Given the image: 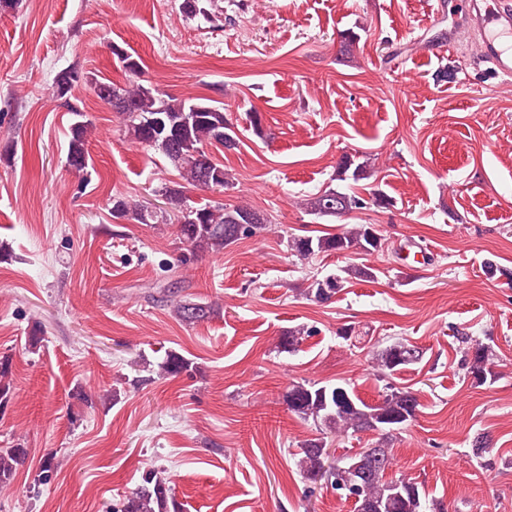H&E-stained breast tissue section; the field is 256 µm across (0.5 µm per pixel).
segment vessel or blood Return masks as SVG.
<instances>
[{
    "label": "vessel or blood",
    "instance_id": "1",
    "mask_svg": "<svg viewBox=\"0 0 512 512\" xmlns=\"http://www.w3.org/2000/svg\"><path fill=\"white\" fill-rule=\"evenodd\" d=\"M468 30L474 34L480 54L492 63L496 74L512 78V0H466Z\"/></svg>",
    "mask_w": 512,
    "mask_h": 512
}]
</instances>
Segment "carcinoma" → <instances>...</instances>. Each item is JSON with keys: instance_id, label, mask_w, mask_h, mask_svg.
<instances>
[{"instance_id": "1", "label": "carcinoma", "mask_w": 512, "mask_h": 512, "mask_svg": "<svg viewBox=\"0 0 512 512\" xmlns=\"http://www.w3.org/2000/svg\"><path fill=\"white\" fill-rule=\"evenodd\" d=\"M113 55L120 67L133 76L123 86L99 81L84 75L76 68L59 71L54 79V94L57 98L67 97L72 88L84 80L93 86L96 97L104 99L103 92L117 90L127 106H117V112L124 124L126 134L144 147L157 150L166 161L177 169L180 178L196 187L203 186L209 170H218L222 176L223 189L234 187L231 174L215 163L206 146L216 142L226 149H233L237 139L231 134L232 127L224 109L213 105H202L203 111H191L192 103L174 98L164 91L144 85L137 80L141 72L139 60L127 52L113 48ZM90 126L76 122L70 128L67 163L71 170L80 174L88 165L86 142ZM367 163H355L349 156L340 159L336 167V179L358 181L364 178ZM162 191L169 204L179 210L186 200L182 186L178 183L164 185ZM334 195L341 198L342 209L350 213L366 207V200L336 189H326L320 196ZM190 212L195 220L178 225L179 242L193 252L219 254L224 248L240 240L251 238L269 229L262 221L242 224L246 217L258 213L248 206L226 207L221 203H206L193 206ZM112 216L132 218L141 224H166L168 218L155 217L144 205L131 197L118 195L112 198ZM287 247L299 260L306 261L325 252H352L370 254L381 247V236L369 224H353L344 231L328 237H292ZM370 269L349 266L343 274H332L316 279L309 294L319 303L330 301L350 279L367 278ZM174 312L186 322L203 321L213 312L212 305L193 301L187 297L174 301ZM415 355L408 356V350ZM422 351L408 342H396L375 354L374 366L382 376L417 363ZM468 374L478 382H485L493 364L490 347L475 343L468 348ZM189 362L176 353H170L160 363L164 376L176 377L188 371ZM288 409L304 420H313L325 429L336 433L350 429L376 431L380 438L374 445V452L382 462L373 468L366 480L349 469L352 458L342 463L329 462L328 449L320 440H309L299 448L298 467L308 480L325 481L332 489L343 492V496L354 501V512H445L442 504L429 497L426 491L414 481L406 478L388 479L386 474L392 468L393 455L389 448L388 434L412 421L416 415L418 400L409 391L393 386L387 387L380 402L372 405L359 398L346 382L329 385L298 383L286 394ZM27 455L21 444L12 448H0V489L8 487L14 479L18 466ZM107 512H182L169 485L161 472L153 467L145 470L140 484L122 501L112 505Z\"/></svg>"}]
</instances>
